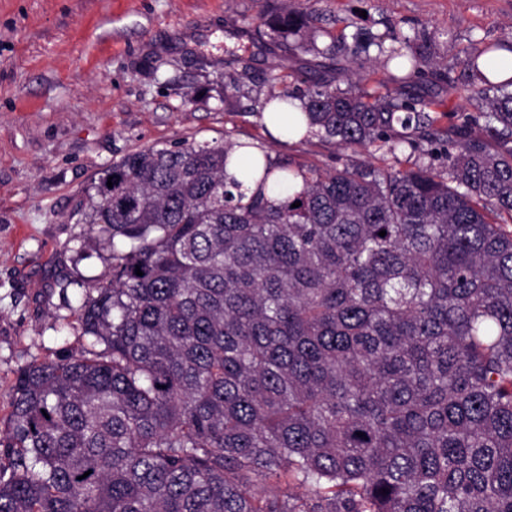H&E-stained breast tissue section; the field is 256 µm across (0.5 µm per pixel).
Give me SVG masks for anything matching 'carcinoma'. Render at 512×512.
<instances>
[{
  "instance_id": "cac0c4a2",
  "label": "carcinoma",
  "mask_w": 512,
  "mask_h": 512,
  "mask_svg": "<svg viewBox=\"0 0 512 512\" xmlns=\"http://www.w3.org/2000/svg\"><path fill=\"white\" fill-rule=\"evenodd\" d=\"M321 2L282 0L263 23L332 57L336 41L316 42ZM369 44L395 79L443 78L425 27ZM499 49L512 43L466 49L481 109L452 126L423 96L269 80L267 103L298 105L291 134L428 145L438 168L322 171L265 152L236 177L229 159L255 144L217 140L112 163L79 210L107 251L77 319L92 349L19 372L0 512H512V77L488 76Z\"/></svg>"
}]
</instances>
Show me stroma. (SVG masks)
Returning <instances> with one entry per match:
<instances>
[{"instance_id":"1","label":"stroma","mask_w":512,"mask_h":512,"mask_svg":"<svg viewBox=\"0 0 512 512\" xmlns=\"http://www.w3.org/2000/svg\"><path fill=\"white\" fill-rule=\"evenodd\" d=\"M280 0H0V424L25 366L91 347L76 327V274L99 276L96 233L79 205L112 162L183 141L247 140L271 158L327 170L390 162L312 138L279 140L262 122L266 78L344 80L370 92L436 98L452 124L477 112L463 93L472 41L512 38V0H325L334 34L396 38L427 28L448 79L392 82L365 54H290L260 25ZM235 78L237 103L224 105ZM89 252L77 261L78 250Z\"/></svg>"}]
</instances>
